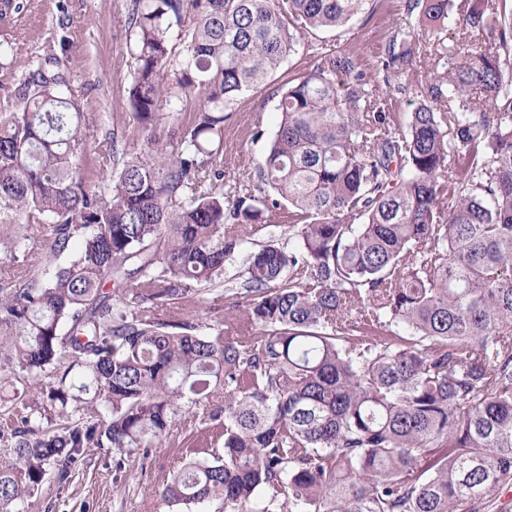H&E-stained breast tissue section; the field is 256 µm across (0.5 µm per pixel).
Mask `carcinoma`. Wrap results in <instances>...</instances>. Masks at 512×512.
<instances>
[{"instance_id":"carcinoma-1","label":"carcinoma","mask_w":512,"mask_h":512,"mask_svg":"<svg viewBox=\"0 0 512 512\" xmlns=\"http://www.w3.org/2000/svg\"><path fill=\"white\" fill-rule=\"evenodd\" d=\"M370 2L127 0L132 115L144 130L169 117L170 140L133 153L108 131L87 170L90 117L56 49L15 80L0 113V371L48 392L5 412L0 512H28L50 471L67 484L86 449L119 465L199 409L205 439L154 492L180 512H481L512 487V8L404 0L420 30L392 35L376 66L419 99L402 116L321 44L273 91L262 162L224 184L236 101ZM418 56L433 70L420 81ZM188 97L189 122L163 112ZM275 213L297 248L280 246ZM238 258L224 326L158 314ZM316 60V56L306 53V47L305 49L300 48L299 53L291 54L283 64L280 81L309 73L316 64Z\"/></svg>"}]
</instances>
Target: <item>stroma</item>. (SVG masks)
<instances>
[{"mask_svg":"<svg viewBox=\"0 0 512 512\" xmlns=\"http://www.w3.org/2000/svg\"><path fill=\"white\" fill-rule=\"evenodd\" d=\"M374 7L372 17L361 14L341 28L314 31L305 39L334 44L363 68L373 69L395 31L417 26L405 13L403 0H375ZM63 35L69 38L68 74L83 91L90 117L89 148H96L109 128L122 131L127 148L135 152L146 148L151 138L164 145L168 120L159 121L149 134L131 117L126 0H11L6 13H0V42L17 47L12 72L23 70L28 58ZM276 104L263 89L242 96L234 105L224 126V170L230 182L244 180L263 156L280 121ZM258 130L263 133L259 139L254 136ZM183 436V427H175L168 443L146 453L134 451L120 470L111 450L87 449L69 485L59 486L54 476H46L29 512H169L158 506L153 491L175 470Z\"/></svg>","mask_w":512,"mask_h":512,"instance_id":"35a3bbf8","label":"stroma"}]
</instances>
